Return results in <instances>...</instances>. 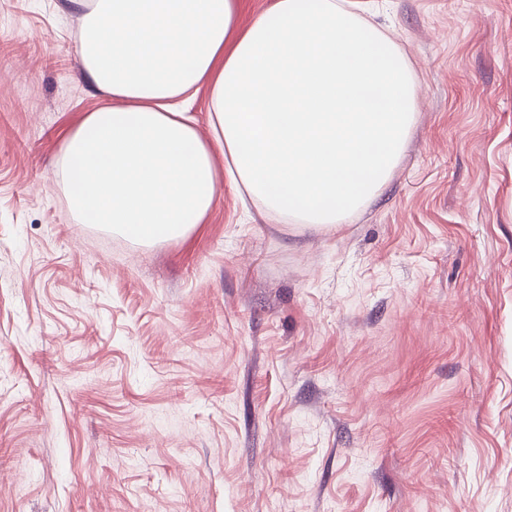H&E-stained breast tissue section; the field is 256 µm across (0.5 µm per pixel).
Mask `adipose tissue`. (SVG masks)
I'll return each instance as SVG.
<instances>
[{
	"instance_id": "ef3b65f1",
	"label": "adipose tissue",
	"mask_w": 512,
	"mask_h": 512,
	"mask_svg": "<svg viewBox=\"0 0 512 512\" xmlns=\"http://www.w3.org/2000/svg\"><path fill=\"white\" fill-rule=\"evenodd\" d=\"M81 58L108 104L64 139L82 224L152 243L185 237L211 210L215 154L271 212L332 227L375 196L415 123L402 52L342 0H68ZM210 89L203 140L177 101Z\"/></svg>"
}]
</instances>
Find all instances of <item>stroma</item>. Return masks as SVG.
Returning <instances> with one entry per match:
<instances>
[{
  "label": "stroma",
  "instance_id": "1",
  "mask_svg": "<svg viewBox=\"0 0 512 512\" xmlns=\"http://www.w3.org/2000/svg\"><path fill=\"white\" fill-rule=\"evenodd\" d=\"M373 9L417 93L381 194L226 182L146 245L69 202L81 14L0 0V512H512V0Z\"/></svg>",
  "mask_w": 512,
  "mask_h": 512
}]
</instances>
